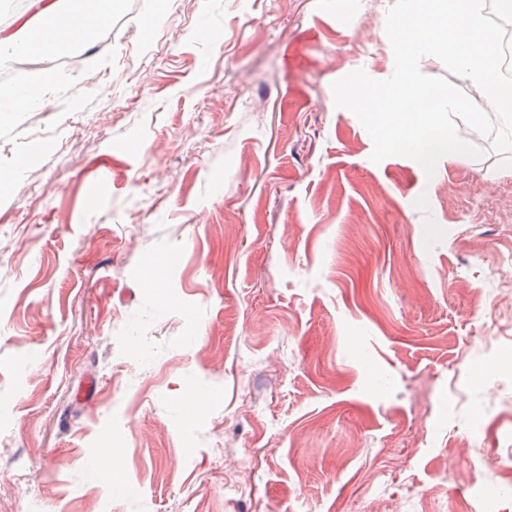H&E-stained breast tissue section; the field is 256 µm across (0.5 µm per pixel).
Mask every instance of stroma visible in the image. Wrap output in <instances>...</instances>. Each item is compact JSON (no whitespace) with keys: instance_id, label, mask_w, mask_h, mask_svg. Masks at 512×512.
Segmentation results:
<instances>
[{"instance_id":"35a3bbf8","label":"stroma","mask_w":512,"mask_h":512,"mask_svg":"<svg viewBox=\"0 0 512 512\" xmlns=\"http://www.w3.org/2000/svg\"><path fill=\"white\" fill-rule=\"evenodd\" d=\"M393 3L118 0L0 124V512H478L474 478L512 483V154L376 164L334 104L392 75Z\"/></svg>"}]
</instances>
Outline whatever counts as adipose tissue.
Returning a JSON list of instances; mask_svg holds the SVG:
<instances>
[{
    "label": "adipose tissue",
    "mask_w": 512,
    "mask_h": 512,
    "mask_svg": "<svg viewBox=\"0 0 512 512\" xmlns=\"http://www.w3.org/2000/svg\"><path fill=\"white\" fill-rule=\"evenodd\" d=\"M33 22L0 38V64L18 56H64L74 45H92L110 25L115 0H32ZM56 82L53 71L34 82L0 88V121L39 107Z\"/></svg>",
    "instance_id": "ef3b65f1"
}]
</instances>
